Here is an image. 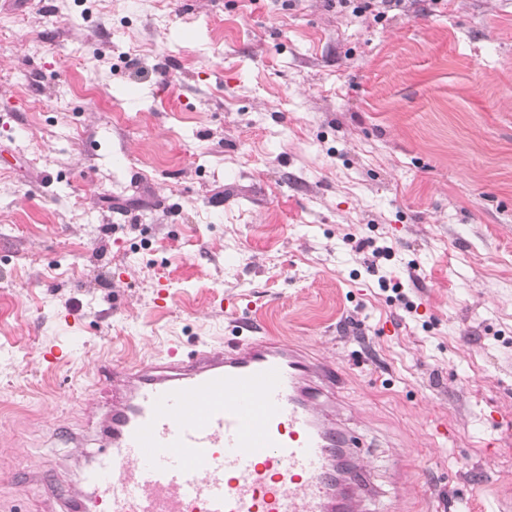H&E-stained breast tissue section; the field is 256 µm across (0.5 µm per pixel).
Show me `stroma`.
<instances>
[{
	"mask_svg": "<svg viewBox=\"0 0 512 512\" xmlns=\"http://www.w3.org/2000/svg\"><path fill=\"white\" fill-rule=\"evenodd\" d=\"M12 15L0 512H46L21 465L61 473L101 367L263 335L337 364L392 512H512V0ZM403 0H336L340 8H352L355 14H370L380 20L388 10L399 7Z\"/></svg>",
	"mask_w": 512,
	"mask_h": 512,
	"instance_id": "stroma-1",
	"label": "stroma"
}]
</instances>
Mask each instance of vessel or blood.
Here are the masks:
<instances>
[{
	"mask_svg": "<svg viewBox=\"0 0 512 512\" xmlns=\"http://www.w3.org/2000/svg\"><path fill=\"white\" fill-rule=\"evenodd\" d=\"M335 363L277 336L102 369L75 403L94 445L53 485L60 512H368L361 440L336 413Z\"/></svg>",
	"mask_w": 512,
	"mask_h": 512,
	"instance_id": "vessel-or-blood-1",
	"label": "vessel or blood"
}]
</instances>
